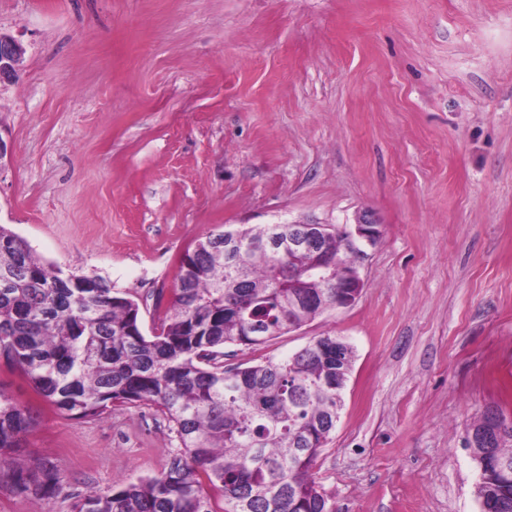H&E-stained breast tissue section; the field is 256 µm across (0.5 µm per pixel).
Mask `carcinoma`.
<instances>
[{
  "label": "carcinoma",
  "instance_id": "cac0c4a2",
  "mask_svg": "<svg viewBox=\"0 0 512 512\" xmlns=\"http://www.w3.org/2000/svg\"><path fill=\"white\" fill-rule=\"evenodd\" d=\"M253 240H288V225L248 228ZM0 359L55 411L99 419L127 405H151L179 448L157 476L77 498L71 512H336L314 476L336 429L355 363L346 340L317 336L285 357L224 365L225 348L257 349L336 304V272L288 287V267L310 253L239 259L224 234L185 251L178 288L151 334L138 302L99 275L66 274L0 225ZM34 420L0 391V490L49 496L63 481L44 459L15 464ZM499 440L472 448L480 512H512V423Z\"/></svg>",
  "mask_w": 512,
  "mask_h": 512
}]
</instances>
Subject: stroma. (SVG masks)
<instances>
[{
    "mask_svg": "<svg viewBox=\"0 0 512 512\" xmlns=\"http://www.w3.org/2000/svg\"><path fill=\"white\" fill-rule=\"evenodd\" d=\"M0 31L25 48L0 224L107 277L148 332L197 240L369 213L359 298L264 353L355 350L314 467L337 512H479L465 432L512 420V0H0ZM0 389L34 418L17 459L65 475L0 512H70L172 452L152 406L76 420L1 362Z\"/></svg>",
    "mask_w": 512,
    "mask_h": 512,
    "instance_id": "stroma-1",
    "label": "stroma"
}]
</instances>
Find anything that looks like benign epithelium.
<instances>
[{
	"instance_id": "1",
	"label": "benign epithelium",
	"mask_w": 512,
	"mask_h": 512,
	"mask_svg": "<svg viewBox=\"0 0 512 512\" xmlns=\"http://www.w3.org/2000/svg\"><path fill=\"white\" fill-rule=\"evenodd\" d=\"M25 54V48L14 37L0 33V84L12 82L21 73V63ZM313 224L309 222L292 221L288 225V251L298 247H304L316 251L319 255L318 268L322 270L332 269L340 264L339 258L324 253L321 245V237L311 230ZM339 232L347 239L345 251L351 254L344 268L343 287L347 292L336 300V307L351 306L359 297L364 280L361 276V262L367 256V249L373 247V240L381 233L380 225L374 222L368 215L360 214L351 225L339 227Z\"/></svg>"
}]
</instances>
